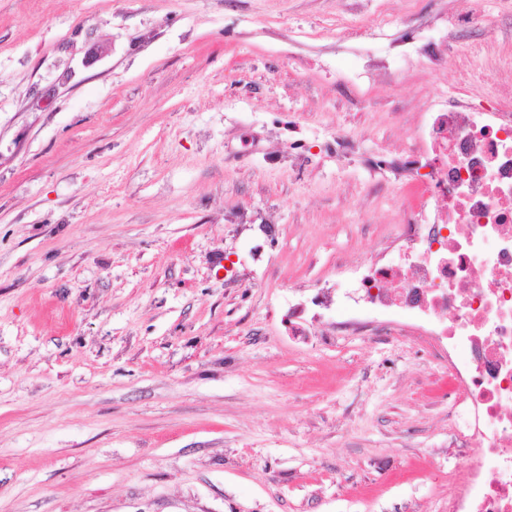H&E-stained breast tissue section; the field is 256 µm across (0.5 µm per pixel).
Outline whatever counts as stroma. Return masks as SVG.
I'll return each instance as SVG.
<instances>
[{
	"mask_svg": "<svg viewBox=\"0 0 512 512\" xmlns=\"http://www.w3.org/2000/svg\"><path fill=\"white\" fill-rule=\"evenodd\" d=\"M485 7L0 0V512H448V372L334 283L424 113L512 72Z\"/></svg>",
	"mask_w": 512,
	"mask_h": 512,
	"instance_id": "1",
	"label": "stroma"
}]
</instances>
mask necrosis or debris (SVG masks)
<instances>
[{"label": "necrosis or debris", "instance_id": "necrosis-or-debris-1", "mask_svg": "<svg viewBox=\"0 0 512 512\" xmlns=\"http://www.w3.org/2000/svg\"><path fill=\"white\" fill-rule=\"evenodd\" d=\"M416 139L424 171L403 199L401 257L362 266L336 303L374 335L431 338L456 443L486 442L448 512H512V97L440 103Z\"/></svg>", "mask_w": 512, "mask_h": 512}]
</instances>
